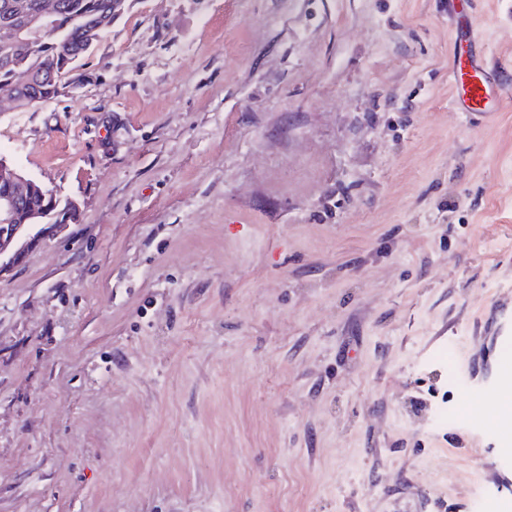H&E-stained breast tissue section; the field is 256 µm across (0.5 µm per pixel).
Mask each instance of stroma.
I'll list each match as a JSON object with an SVG mask.
<instances>
[{
  "label": "stroma",
  "instance_id": "35a3bbf8",
  "mask_svg": "<svg viewBox=\"0 0 512 512\" xmlns=\"http://www.w3.org/2000/svg\"><path fill=\"white\" fill-rule=\"evenodd\" d=\"M457 8L512 87V0ZM452 51L448 0H128L76 88L0 112L80 206L0 276V512L512 494L465 390L512 290V99L457 112Z\"/></svg>",
  "mask_w": 512,
  "mask_h": 512
}]
</instances>
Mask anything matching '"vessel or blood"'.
Masks as SVG:
<instances>
[{"label": "vessel or blood", "instance_id": "1", "mask_svg": "<svg viewBox=\"0 0 512 512\" xmlns=\"http://www.w3.org/2000/svg\"><path fill=\"white\" fill-rule=\"evenodd\" d=\"M455 29V44L450 62L453 94L450 103L470 119L490 122L499 112L503 101L512 97L501 76L486 58L482 40L472 20L456 8H449ZM478 333L484 340L502 343L512 340V306L495 302L489 310V322L479 325ZM473 374L479 375V388L491 399H498L507 380L512 379V368L494 366L481 357L471 362Z\"/></svg>", "mask_w": 512, "mask_h": 512}]
</instances>
